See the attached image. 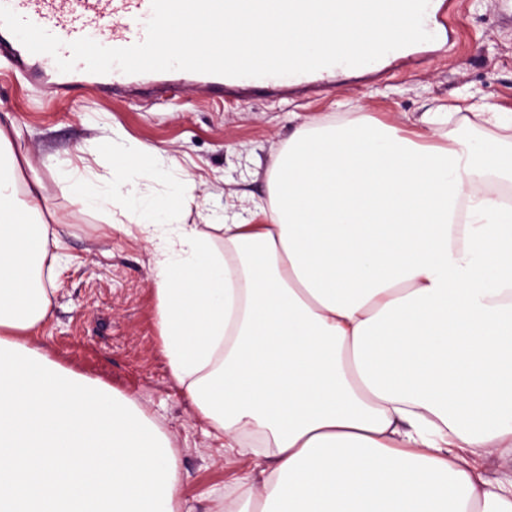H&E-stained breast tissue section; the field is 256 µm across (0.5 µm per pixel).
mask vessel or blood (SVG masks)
Here are the masks:
<instances>
[{"instance_id":"vessel-or-blood-1","label":"vessel or blood","mask_w":512,"mask_h":512,"mask_svg":"<svg viewBox=\"0 0 512 512\" xmlns=\"http://www.w3.org/2000/svg\"><path fill=\"white\" fill-rule=\"evenodd\" d=\"M17 14L46 29L60 40L62 57H70L69 45L83 37L99 44L122 48L142 42L145 24L152 15L151 0H6ZM457 0H430L424 26L434 39L388 53L365 65L363 73L376 75L419 65L451 46L457 39L460 23ZM0 55L6 56L30 82L66 91L81 87L115 96H143L163 93L182 85L193 86L209 95L252 93L268 97L280 94H316L330 88L349 68L334 65L312 73L288 76L227 77L184 70L127 74L112 70L95 74L84 66L60 72L55 57L34 54L7 29L0 27Z\"/></svg>"}]
</instances>
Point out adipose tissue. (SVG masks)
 Listing matches in <instances>:
<instances>
[{
	"label": "adipose tissue",
	"instance_id": "ef3b65f1",
	"mask_svg": "<svg viewBox=\"0 0 512 512\" xmlns=\"http://www.w3.org/2000/svg\"><path fill=\"white\" fill-rule=\"evenodd\" d=\"M144 149L80 204L123 203L154 246L172 378L225 453L208 512H512V153L427 144L368 115L298 128L269 203L180 222L179 188L131 193ZM42 181L0 124V512H183L175 448L131 398L33 343L59 263ZM499 461L500 476L483 472Z\"/></svg>",
	"mask_w": 512,
	"mask_h": 512
}]
</instances>
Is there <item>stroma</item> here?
Wrapping results in <instances>:
<instances>
[{
  "instance_id": "obj_1",
  "label": "stroma",
  "mask_w": 512,
  "mask_h": 512,
  "mask_svg": "<svg viewBox=\"0 0 512 512\" xmlns=\"http://www.w3.org/2000/svg\"><path fill=\"white\" fill-rule=\"evenodd\" d=\"M461 43L423 67L374 83L340 79L323 98L213 97L183 87L160 103L30 85L0 60V122L15 126L44 186L52 222L63 224V264L49 276L50 313L35 343L59 365L99 380L154 415L177 451L188 512H207L211 495L248 462L225 456L208 437L170 375L155 320L153 247L137 229L118 231L120 206L85 209L76 167L100 182L136 146L156 162L133 186L164 197L185 178L188 224L249 220L268 201L275 151L302 124L358 112L410 131L437 105H490L512 113V0H459ZM115 232H107V225Z\"/></svg>"
}]
</instances>
